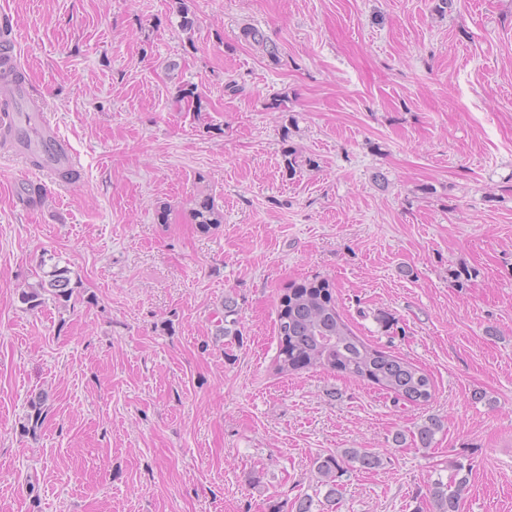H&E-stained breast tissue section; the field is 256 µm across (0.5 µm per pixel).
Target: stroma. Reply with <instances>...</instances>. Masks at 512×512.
<instances>
[{
    "mask_svg": "<svg viewBox=\"0 0 512 512\" xmlns=\"http://www.w3.org/2000/svg\"><path fill=\"white\" fill-rule=\"evenodd\" d=\"M185 3L189 33L175 0H0L82 161L34 189L0 154V512H321L315 461L348 448L380 463L349 465L338 512H436L461 471L459 512H512V0ZM53 263L78 291L28 309ZM315 276L429 402L276 370L280 299ZM240 37L245 42L258 47L262 54L269 58L272 63H279L280 52L278 46L266 38L260 30L252 26H244L240 31ZM191 213L194 223L205 232L219 227L224 221L223 213L205 198L195 200ZM435 505L438 512H458L461 492L466 486V477L451 478L449 483L439 481L435 483Z\"/></svg>",
    "mask_w": 512,
    "mask_h": 512,
    "instance_id": "1",
    "label": "stroma"
}]
</instances>
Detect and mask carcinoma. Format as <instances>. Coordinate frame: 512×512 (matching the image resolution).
Listing matches in <instances>:
<instances>
[{"label": "carcinoma", "instance_id": "cac0c4a2", "mask_svg": "<svg viewBox=\"0 0 512 512\" xmlns=\"http://www.w3.org/2000/svg\"><path fill=\"white\" fill-rule=\"evenodd\" d=\"M240 37L259 48L275 64L280 62L278 46L258 29L245 26ZM15 80L0 72V103L13 101ZM192 218L205 232L223 224V213L207 199L195 200ZM69 270L52 266L40 280L20 294L22 303L35 308L48 294L61 306L73 293ZM279 351L276 366L282 373L303 368L322 367L370 382L393 393L398 398L421 403L432 395L430 376L414 364L389 354L357 336L342 319L332 296V285L327 280L304 279L288 289L280 301L276 323ZM357 462L364 467L379 464V458L366 450L350 448L341 455H327L316 461L317 473L329 486L326 493V512H335L338 489L336 476L345 472L347 465ZM466 478L436 483L434 498L437 512H458L461 492Z\"/></svg>", "mask_w": 512, "mask_h": 512}]
</instances>
